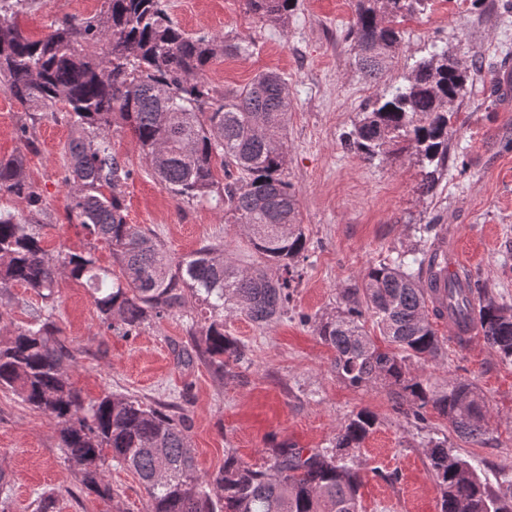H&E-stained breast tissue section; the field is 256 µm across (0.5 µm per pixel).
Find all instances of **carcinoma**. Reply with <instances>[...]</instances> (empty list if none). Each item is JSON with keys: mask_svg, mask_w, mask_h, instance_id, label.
I'll return each mask as SVG.
<instances>
[{"mask_svg": "<svg viewBox=\"0 0 512 512\" xmlns=\"http://www.w3.org/2000/svg\"><path fill=\"white\" fill-rule=\"evenodd\" d=\"M429 0H352L345 39L359 69L376 78L391 71L402 40L401 23ZM28 0H0V87L27 112L63 105L73 127L64 183L70 219L112 247L120 274L97 265L92 251L49 256L41 245L45 207L20 155L0 158V193L25 203L26 212H0V295L14 286L34 291L47 307L24 326L0 336V389L18 396L61 427L65 462L101 498L112 497V463L134 473L149 512H359L364 475L353 452L373 433L375 415L362 409L336 431L331 449L307 455L293 446L272 449L266 467L233 453L213 476L197 470L187 426L137 399L104 394L85 402L66 377L74 350L52 323L58 280H82L103 323L129 333L153 318L182 310L190 291L204 305L201 338L182 351L202 355L226 377L249 362V347L224 331V313L269 325L288 313L290 288L307 251L297 194L285 176L286 125L293 107L282 75L265 71L241 89L221 91L205 73L216 59L244 55L250 44L202 34L189 36L170 16L167 0H104L97 15L54 21L40 39L27 36L17 16ZM273 26H288L294 0H246ZM469 70L432 46L402 80L388 84L347 134V147L372 162L413 150L433 191L445 160L452 118L468 92ZM131 130L158 182L176 199L210 200L235 224L263 265L241 268L224 244L171 255L158 237L126 220L121 187L132 171L112 154L114 118ZM220 162L226 182L215 180ZM437 251L420 260L399 257L368 267L361 287L342 296L344 308L321 320L316 334L333 351L336 375L353 388L386 385L398 409L417 422L432 410L458 436L480 444L488 404L473 383L448 379L443 388L417 374L413 362L437 358L435 320L454 319L458 346L476 324L485 343L512 362V306L466 279L448 278V309H427L423 272ZM418 268H413V265ZM372 317L383 344L366 330ZM426 458L440 512H512V481L479 475L469 461L430 438Z\"/></svg>", "mask_w": 512, "mask_h": 512, "instance_id": "cac0c4a2", "label": "carcinoma"}]
</instances>
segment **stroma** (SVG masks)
Segmentation results:
<instances>
[{
  "mask_svg": "<svg viewBox=\"0 0 512 512\" xmlns=\"http://www.w3.org/2000/svg\"><path fill=\"white\" fill-rule=\"evenodd\" d=\"M168 5L173 21L188 34L251 42L249 54L210 65L207 76L216 87L239 89L267 70L287 79L293 108L286 176L297 194L308 249L287 318L259 326L241 314L225 317V331L251 349V363L237 378L222 376L205 359H180L192 332L204 323L195 297L187 298L182 311L127 335L103 324L82 281L61 278L53 321L75 349L67 369L70 383L87 400L112 392L185 418L196 465L208 476L223 467L230 452L265 466L272 448L281 444L307 453L331 447L341 421L370 410L378 424L355 453L368 472L360 489L362 512H440L425 451L436 434H447L457 454L488 477L512 479V362L502 361L482 337L463 347L445 341L438 358L418 366L434 384L458 377L484 393L488 433L475 445L450 434L436 413H428L423 426L404 418L386 386L345 384L331 366L332 350L315 332L316 321L336 312L342 294L360 287L365 269L400 254L420 256L424 224L448 236L465 274L512 305V100L495 90L498 72L512 69V0H431L427 12L402 25L390 78L408 73L433 42L476 70L454 120L443 175L429 195L419 189L424 169L411 152L393 162L368 163L342 145L364 106L385 87L384 80L362 77L352 47L342 39L350 0H296L284 29L248 12L245 0H168ZM103 6L104 0H32L19 24L37 39L53 19L88 17ZM26 123L36 140L32 149L20 136ZM70 139L59 106L33 121L0 89V157L25 158L45 203V249L52 254L90 249L99 265L108 267L109 246L90 245L85 230L68 219L63 180ZM110 141L113 154L132 171L122 188L128 223L154 230L177 257L209 240L223 242L228 257L240 265L258 262L247 239L213 204L176 201L159 185L122 122L113 124ZM0 475L9 482L8 512H33L37 495L48 490L59 494L58 512L148 508L138 477L120 467L107 473L111 498L85 489L64 461L56 421L7 390H0Z\"/></svg>",
  "mask_w": 512,
  "mask_h": 512,
  "instance_id": "stroma-1",
  "label": "stroma"
}]
</instances>
